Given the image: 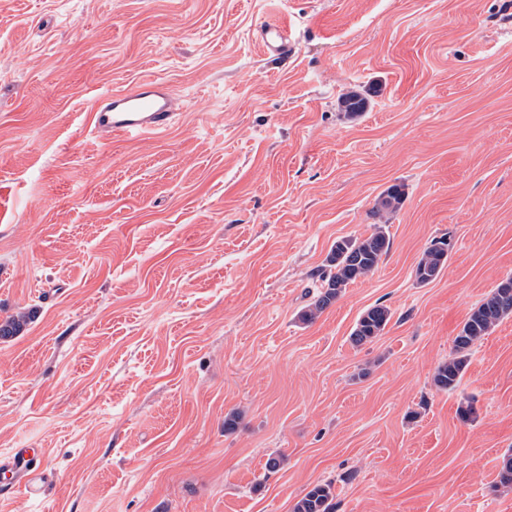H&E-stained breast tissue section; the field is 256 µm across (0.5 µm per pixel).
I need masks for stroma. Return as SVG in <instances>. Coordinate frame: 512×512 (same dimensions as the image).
Instances as JSON below:
<instances>
[{"label": "stroma", "mask_w": 512, "mask_h": 512, "mask_svg": "<svg viewBox=\"0 0 512 512\" xmlns=\"http://www.w3.org/2000/svg\"><path fill=\"white\" fill-rule=\"evenodd\" d=\"M275 19L285 62L256 38ZM146 79L179 122L93 138L94 96ZM395 183L389 254L302 323ZM509 277L512 0H0V323L26 319L0 456L45 449L47 482L0 512H292L326 482L336 512H512V317L433 383ZM265 49L275 57L288 60L294 54V40L289 25L281 21L266 23L257 28ZM448 239L433 240L425 248L422 257L417 263L414 275L420 285H426L441 275L448 262ZM391 311L383 305H375L364 311L357 319L350 340L355 346L373 342L381 336L391 320Z\"/></svg>", "instance_id": "35a3bbf8"}]
</instances>
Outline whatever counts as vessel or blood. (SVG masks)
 I'll return each mask as SVG.
<instances>
[{
    "label": "vessel or blood",
    "instance_id": "1",
    "mask_svg": "<svg viewBox=\"0 0 512 512\" xmlns=\"http://www.w3.org/2000/svg\"><path fill=\"white\" fill-rule=\"evenodd\" d=\"M257 35L265 49L280 59L294 53L289 25L273 21L258 27ZM179 118V98L166 84L149 80L131 90H115L97 96L90 129L100 137L124 140L159 136ZM39 448H15L0 456V496L22 495L38 499L44 494L45 473Z\"/></svg>",
    "mask_w": 512,
    "mask_h": 512
}]
</instances>
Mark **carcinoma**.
Instances as JSON below:
<instances>
[{
    "mask_svg": "<svg viewBox=\"0 0 512 512\" xmlns=\"http://www.w3.org/2000/svg\"><path fill=\"white\" fill-rule=\"evenodd\" d=\"M341 108L351 117L365 111L366 98L355 92L340 97ZM403 187L395 184L387 188L375 202V214L383 217L398 208ZM391 248L390 236L383 224L374 225V231L365 238H342L331 247L325 265L319 274L323 286L314 300L299 314L305 323L313 322L327 307L338 300L351 283L364 279L378 267ZM449 242L434 240L425 248L414 275L420 285H426L441 275L448 262ZM512 316V277L503 280L463 324L454 339V354L438 366L433 382L442 390H450L459 383L466 367V357L476 342L487 335L502 319ZM391 320V311L375 305L357 319L350 340L356 346L373 342L382 335ZM333 486L317 484L293 506V512H335Z\"/></svg>",
    "mask_w": 512,
    "mask_h": 512,
    "instance_id": "1",
    "label": "carcinoma"
}]
</instances>
